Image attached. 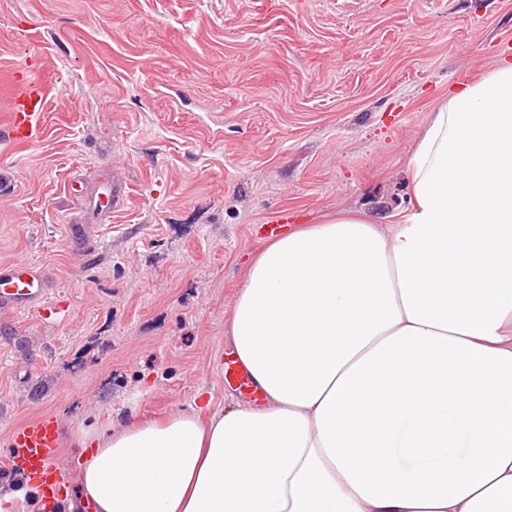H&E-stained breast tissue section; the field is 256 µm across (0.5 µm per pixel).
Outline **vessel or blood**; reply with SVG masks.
Returning <instances> with one entry per match:
<instances>
[{"instance_id": "b4317fda", "label": "vessel or blood", "mask_w": 512, "mask_h": 512, "mask_svg": "<svg viewBox=\"0 0 512 512\" xmlns=\"http://www.w3.org/2000/svg\"><path fill=\"white\" fill-rule=\"evenodd\" d=\"M47 85L34 66H26L17 78L8 103V119L0 138L13 144H30L39 136ZM47 299V279L31 264L16 262L0 268V308H31ZM59 446L57 421L46 414L14 428L11 461L38 485L42 501L54 512L63 484L55 464Z\"/></svg>"}]
</instances>
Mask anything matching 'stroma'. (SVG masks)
<instances>
[{"label":"stroma","instance_id":"1","mask_svg":"<svg viewBox=\"0 0 512 512\" xmlns=\"http://www.w3.org/2000/svg\"><path fill=\"white\" fill-rule=\"evenodd\" d=\"M505 57L512 0H0V115L28 63L55 88L0 139V265L62 308L0 311V470L42 414L70 472L83 434L223 405L257 227L402 223L432 111Z\"/></svg>","mask_w":512,"mask_h":512}]
</instances>
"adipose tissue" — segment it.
<instances>
[{"label":"adipose tissue","instance_id":"obj_1","mask_svg":"<svg viewBox=\"0 0 512 512\" xmlns=\"http://www.w3.org/2000/svg\"><path fill=\"white\" fill-rule=\"evenodd\" d=\"M413 210L249 265L225 340L263 397L81 438L90 512H512V62L449 94Z\"/></svg>","mask_w":512,"mask_h":512}]
</instances>
